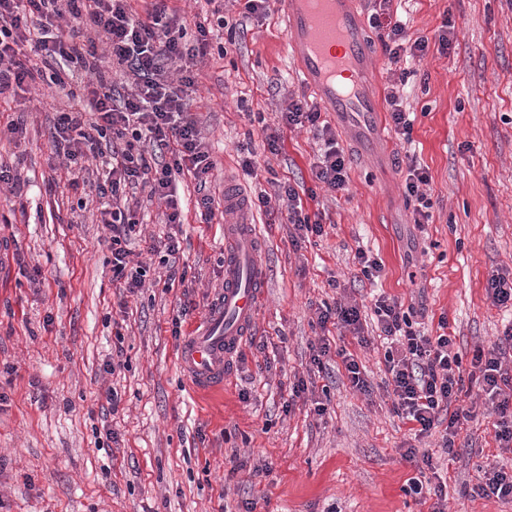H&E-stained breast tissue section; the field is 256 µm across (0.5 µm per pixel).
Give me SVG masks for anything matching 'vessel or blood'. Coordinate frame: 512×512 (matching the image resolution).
I'll return each instance as SVG.
<instances>
[{"instance_id": "vessel-or-blood-1", "label": "vessel or blood", "mask_w": 512, "mask_h": 512, "mask_svg": "<svg viewBox=\"0 0 512 512\" xmlns=\"http://www.w3.org/2000/svg\"><path fill=\"white\" fill-rule=\"evenodd\" d=\"M290 57L321 106L336 113L365 151L386 137L380 95L372 82L374 55L356 0H279ZM224 282L199 330L188 337L181 362L201 390L223 387L230 364L254 326L266 271L257 253L261 240L242 217L248 204L233 187L224 189Z\"/></svg>"}]
</instances>
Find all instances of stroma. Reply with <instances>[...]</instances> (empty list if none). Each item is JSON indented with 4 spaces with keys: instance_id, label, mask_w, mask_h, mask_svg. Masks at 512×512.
Listing matches in <instances>:
<instances>
[{
    "instance_id": "stroma-1",
    "label": "stroma",
    "mask_w": 512,
    "mask_h": 512,
    "mask_svg": "<svg viewBox=\"0 0 512 512\" xmlns=\"http://www.w3.org/2000/svg\"><path fill=\"white\" fill-rule=\"evenodd\" d=\"M226 8L243 30L225 56L200 65L190 108L216 163L209 192L220 203L228 182L249 196L276 180L315 187L303 204L321 213L326 233L297 251L286 225L252 214L267 269L253 331L223 388L197 390L172 320L190 297L196 309L183 334L191 336L221 288L222 215L204 221L195 182L179 178L186 280L166 288L158 257L146 253L144 286L127 293L112 279L92 208H79L66 182L48 184L50 131L67 100L45 85L1 94L0 123L22 119L23 134H0V160L25 186L18 198L0 194V512H431L434 496L404 492L416 474L401 457L411 446L432 454L446 512H512V501L473 492L483 467L500 460L493 417L477 414L451 459L437 437L415 439L393 414L371 310L377 295L391 297L432 336L447 315L466 364L512 325V312L485 290L493 272L512 271V0H398L411 37L432 39L445 27L451 46L395 64L373 42L378 84L403 97L411 138L389 133L387 156H365L337 129L348 171L338 192L313 184L319 143L309 129L285 131L279 154L267 148L263 128L276 126L289 97L315 99L286 49L282 15L244 18L242 0ZM393 71L402 81L390 82ZM252 112L263 122L249 120ZM407 155L430 176L431 219L421 226L398 164ZM243 156L253 175L240 168ZM19 205L24 222L3 224ZM360 250L381 260L380 278H361ZM346 296L371 340L349 346L373 387L368 396L335 360L320 372L310 364L317 307ZM115 354L127 366L106 373ZM300 378L313 400L284 412ZM109 388L119 397L114 411Z\"/></svg>"
}]
</instances>
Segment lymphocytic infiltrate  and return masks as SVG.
I'll return each mask as SVG.
<instances>
[{"instance_id": "f902f5d3", "label": "lymphocytic infiltrate", "mask_w": 512, "mask_h": 512, "mask_svg": "<svg viewBox=\"0 0 512 512\" xmlns=\"http://www.w3.org/2000/svg\"><path fill=\"white\" fill-rule=\"evenodd\" d=\"M167 2L154 0L151 10L139 16L130 0H0V93L28 91L39 79L65 90L68 109L53 126L52 146L69 162L72 189L90 185L97 196L111 198V206L100 209L98 220L108 231L112 276L123 280L131 294L142 288L147 273L132 248L138 225L132 205L137 190H147L149 200L164 206L166 222L173 228L164 241L148 247L165 268H174L180 251L175 233L182 222L174 187L178 177L193 178L201 217L209 221L214 216L215 199L206 188L215 163L187 103V91L195 84L192 67L210 53L209 31L200 23L195 36H188ZM391 2L376 0L369 18L380 32L385 54L395 63L424 57L428 38H410L405 24L392 21ZM106 54L126 67L133 78L132 91L116 93L102 66ZM305 125L324 142L311 166L314 181L332 191L343 189L348 173L336 134L321 110L304 98L291 99L279 116L278 130L267 134L270 153H279L282 129ZM102 155L110 158L106 171L89 178L85 160ZM249 206L270 217L287 212L293 246L325 233L320 220L306 213L291 182L278 183L271 194L259 192ZM373 313L388 341L384 362L391 376L394 414L411 423L419 436L443 428L442 448L456 456L457 438L472 416L462 398L467 386H477L497 417L498 448L512 456V370L504 369L501 361L505 349H512V327L491 349L476 348L466 372L447 333V318H440L439 334L427 336L414 330L409 312L387 296L376 299ZM316 323L323 329L349 330L358 345L370 343L362 332L357 304L322 305ZM332 354L340 358L352 388L371 394L354 355L343 346L332 348L329 338L319 337L310 362L323 367L325 357Z\"/></svg>"}]
</instances>
